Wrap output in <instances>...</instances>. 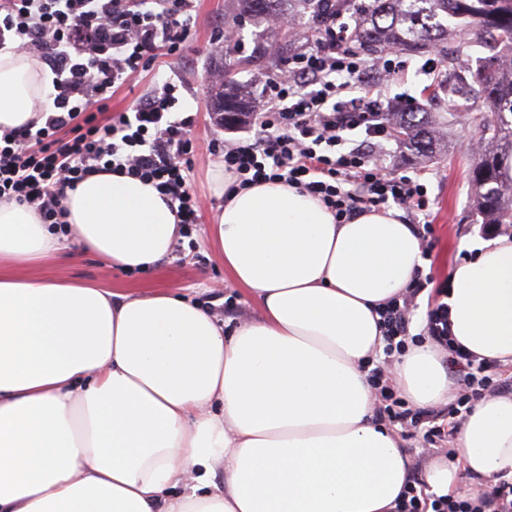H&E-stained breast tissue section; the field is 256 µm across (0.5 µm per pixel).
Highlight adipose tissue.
I'll return each instance as SVG.
<instances>
[{
	"label": "adipose tissue",
	"mask_w": 512,
	"mask_h": 512,
	"mask_svg": "<svg viewBox=\"0 0 512 512\" xmlns=\"http://www.w3.org/2000/svg\"><path fill=\"white\" fill-rule=\"evenodd\" d=\"M54 75L0 53V132L38 120ZM209 237L260 315L225 334L216 317L163 291L140 293L0 274V512H395L413 464L374 418L368 379L384 345L379 310L429 264L396 210L337 223L281 182L233 189ZM82 251L126 271L180 237L152 184L98 173L69 191ZM448 292L453 343L512 363V238L466 244ZM30 208L0 202V266L61 253ZM445 353L409 347L391 370L419 407L449 400ZM453 462H430L433 497L512 483V393L483 396Z\"/></svg>",
	"instance_id": "ef3b65f1"
}]
</instances>
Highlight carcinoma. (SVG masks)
<instances>
[{"mask_svg": "<svg viewBox=\"0 0 512 512\" xmlns=\"http://www.w3.org/2000/svg\"><path fill=\"white\" fill-rule=\"evenodd\" d=\"M286 0H237L239 10L251 17L276 14ZM455 20L454 35L461 45H478L489 52L476 70L461 71L450 62L441 83L448 95L469 102L465 120L476 128L488 150L473 170L478 206L488 224L512 223V185L499 170L500 155L512 153V67L504 69L500 55L512 53V0H369L354 7L355 26L350 41L366 55L385 48L410 54L426 51L448 41V20ZM213 109L224 120L245 117V103L213 85ZM402 141L419 152H427L435 140V128L421 115L419 106L407 104L385 113Z\"/></svg>", "mask_w": 512, "mask_h": 512, "instance_id": "cac0c4a2", "label": "carcinoma"}]
</instances>
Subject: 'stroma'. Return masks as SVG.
Instances as JSON below:
<instances>
[{
	"mask_svg": "<svg viewBox=\"0 0 512 512\" xmlns=\"http://www.w3.org/2000/svg\"><path fill=\"white\" fill-rule=\"evenodd\" d=\"M198 21L180 56L158 57L152 71L142 73L131 84L117 89L111 102L113 113H122L134 100L156 86L170 81L180 86L178 117L193 116L190 132L191 184L202 198L201 215L194 225L192 247L170 253L165 259L140 271H125L90 253L81 252L74 239H66L67 260H47L28 268V276L63 280L103 288H130L141 291H169L210 310L226 328L257 317L259 309L243 289L230 286L223 262L218 258L207 233L210 216L219 200L213 191L211 169L222 156L212 149L217 140L232 139L230 128L221 126L210 108V75L223 70L228 59L224 45L213 42L216 30L236 28L240 44L234 57L239 64L233 73L234 88L250 100H257L265 79L287 69L288 57L298 45L295 32L271 25L265 18L241 17L235 0H198ZM264 45L271 56L264 66L248 64L256 45ZM425 54L407 56L408 67L394 78L384 77L375 67H367L368 84L376 86L387 101L401 105L423 104L436 127L437 141L432 154L417 155L405 144L392 141L379 162L392 171L407 170L425 185L429 199L428 221L432 224L431 260L428 272L434 287L448 284L450 269L463 257L459 245L483 235L482 219L476 210L472 170L483 145L477 131L467 125L445 92L431 93V81L418 72Z\"/></svg>",
	"mask_w": 512,
	"mask_h": 512,
	"instance_id": "35a3bbf8",
	"label": "stroma"
}]
</instances>
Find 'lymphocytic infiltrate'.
<instances>
[{
    "label": "lymphocytic infiltrate",
    "instance_id": "lymphocytic-infiltrate-1",
    "mask_svg": "<svg viewBox=\"0 0 512 512\" xmlns=\"http://www.w3.org/2000/svg\"><path fill=\"white\" fill-rule=\"evenodd\" d=\"M319 23L314 46L296 50L288 71L268 77L263 105L241 137L222 142L224 170L244 189L278 180L317 197L344 224L364 212L397 205L407 210L422 241L432 228L423 184L388 172L371 154L393 132L381 101L363 78L365 60L352 46L331 0H312ZM195 0H0V49L7 41L38 56L54 72V108L43 126L0 133V200L33 208L43 223L61 221V199L87 176L122 172L152 183L180 224H195L201 207L191 189L189 119H177L179 87L164 82L118 118L100 122L112 90L152 69L157 50L180 55L196 22ZM70 134L64 144L55 135ZM430 278L415 276L402 299L380 310L387 356L403 353L410 309ZM424 334L448 349L457 372L448 405L459 427L477 398L496 392L490 364L452 348L448 306L427 312ZM379 420L414 430L430 444L445 427L415 411L391 390L382 369L369 377ZM396 512H512V487L498 486L470 499L431 498L420 482L405 489Z\"/></svg>",
    "mask_w": 512,
    "mask_h": 512
}]
</instances>
